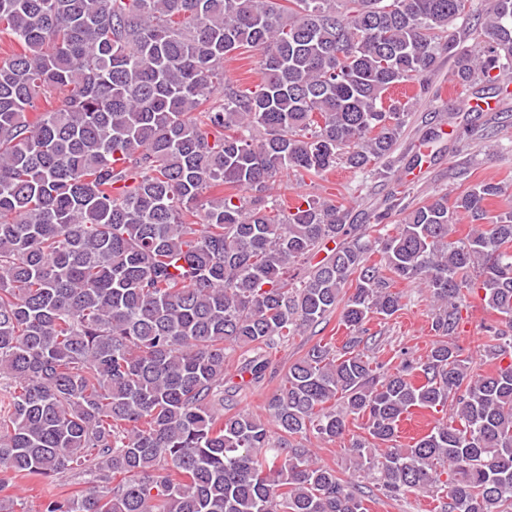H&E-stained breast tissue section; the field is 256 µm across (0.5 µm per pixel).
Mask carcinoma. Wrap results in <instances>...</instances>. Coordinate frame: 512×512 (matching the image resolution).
<instances>
[{"label":"carcinoma","mask_w":512,"mask_h":512,"mask_svg":"<svg viewBox=\"0 0 512 512\" xmlns=\"http://www.w3.org/2000/svg\"><path fill=\"white\" fill-rule=\"evenodd\" d=\"M472 0H0V490L92 476L43 512H365L352 480L293 444L342 439L390 498L512 512V206L483 180L349 224L346 197L271 199L339 166L389 178L442 56L462 90L499 94L512 0H487L469 48L448 27ZM257 51L255 88L224 61ZM52 109L28 118L39 97ZM471 234L453 240L460 215ZM335 247L316 265L312 256ZM378 259H372V256ZM427 289L425 357L360 348L371 316ZM482 290L479 367L457 341ZM266 401L226 414L227 347L266 350L334 313ZM449 408L399 442L404 415ZM121 476L112 485L115 476Z\"/></svg>","instance_id":"cac0c4a2"}]
</instances>
